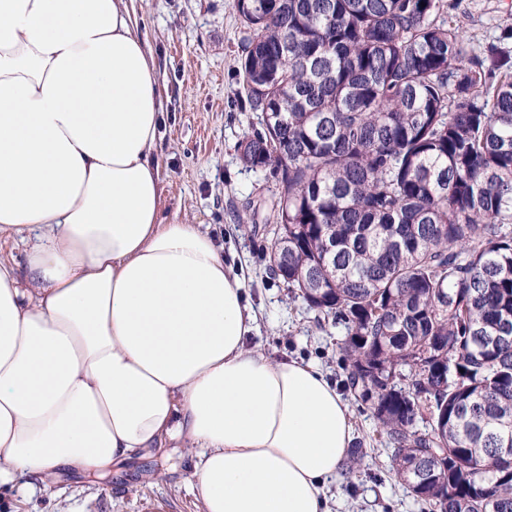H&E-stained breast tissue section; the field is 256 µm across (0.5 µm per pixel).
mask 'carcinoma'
Segmentation results:
<instances>
[{
    "label": "carcinoma",
    "mask_w": 512,
    "mask_h": 512,
    "mask_svg": "<svg viewBox=\"0 0 512 512\" xmlns=\"http://www.w3.org/2000/svg\"><path fill=\"white\" fill-rule=\"evenodd\" d=\"M236 8L269 275L344 325L419 503L512 512V25L477 47L448 0Z\"/></svg>",
    "instance_id": "1"
}]
</instances>
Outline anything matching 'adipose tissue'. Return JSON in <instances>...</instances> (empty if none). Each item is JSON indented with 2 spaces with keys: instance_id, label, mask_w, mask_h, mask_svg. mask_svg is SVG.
<instances>
[{
  "instance_id": "obj_1",
  "label": "adipose tissue",
  "mask_w": 512,
  "mask_h": 512,
  "mask_svg": "<svg viewBox=\"0 0 512 512\" xmlns=\"http://www.w3.org/2000/svg\"><path fill=\"white\" fill-rule=\"evenodd\" d=\"M161 81L127 0H0V486L175 441L201 512H327L354 424L250 347L219 246L160 218Z\"/></svg>"
}]
</instances>
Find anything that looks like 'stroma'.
<instances>
[{"instance_id":"obj_1","label":"stroma","mask_w":512,"mask_h":512,"mask_svg":"<svg viewBox=\"0 0 512 512\" xmlns=\"http://www.w3.org/2000/svg\"><path fill=\"white\" fill-rule=\"evenodd\" d=\"M151 49L163 85L164 124L157 154L161 219L197 224L224 248V263L241 280L256 318L247 343L275 359L318 368L340 388L352 414L354 441L366 453L352 471L330 479L331 512H423L390 470V451L368 404L343 388V326H317L315 314L286 286L267 278L271 236L248 208L258 192L275 187L270 170L248 171L239 143L256 118L240 75L243 26L235 0H128ZM458 22L481 44L512 25V0H460ZM196 479L183 449L146 458L110 476L62 474L51 492L24 482L0 491V512H201L191 492Z\"/></svg>"}]
</instances>
